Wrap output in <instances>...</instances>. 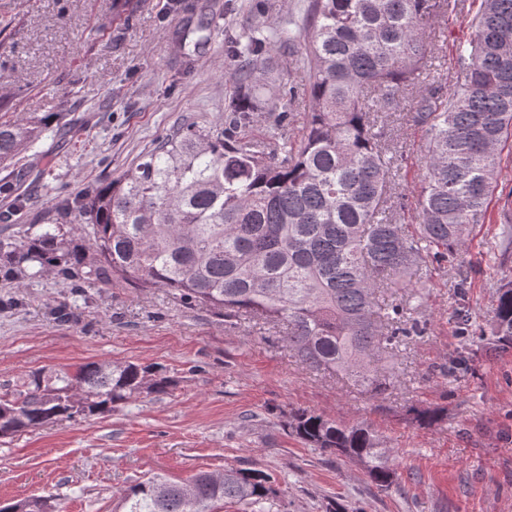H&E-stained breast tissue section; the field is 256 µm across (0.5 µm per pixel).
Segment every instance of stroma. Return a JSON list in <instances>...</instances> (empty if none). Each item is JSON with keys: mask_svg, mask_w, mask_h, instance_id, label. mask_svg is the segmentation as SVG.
<instances>
[{"mask_svg": "<svg viewBox=\"0 0 512 512\" xmlns=\"http://www.w3.org/2000/svg\"><path fill=\"white\" fill-rule=\"evenodd\" d=\"M309 0H0V113L58 121L8 166L29 196L13 223H33L60 191L119 177L164 137L224 122L237 86L229 39L300 32ZM480 0H448L435 85L452 92L460 50ZM276 81L300 93L288 106L293 133L311 100L303 56L279 55ZM399 159L395 220L418 221L425 138L409 112L388 114ZM485 223L459 262L431 265L420 287L422 335L406 339L377 397L296 362L282 325L183 304L168 288L72 289L52 273L17 283L0 266V385L34 370L134 362L172 381L112 413L78 416L0 440V501L50 496L60 512H124L126 490L153 474L184 482L200 472L257 468L269 477L264 512H512V349L489 351L488 328L512 258L493 255L502 209L512 208V149L504 148ZM472 283L453 285L459 265ZM68 321L52 312L57 303ZM469 311L458 327V304ZM468 369L449 376L460 355ZM362 422L395 471L377 488L364 467L296 438L294 411ZM436 420L423 425L415 412Z\"/></svg>", "mask_w": 512, "mask_h": 512, "instance_id": "35a3bbf8", "label": "stroma"}]
</instances>
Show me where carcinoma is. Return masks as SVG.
<instances>
[{"label":"carcinoma","mask_w":512,"mask_h":512,"mask_svg":"<svg viewBox=\"0 0 512 512\" xmlns=\"http://www.w3.org/2000/svg\"><path fill=\"white\" fill-rule=\"evenodd\" d=\"M446 0H313L301 42L309 55L312 108L296 139L287 136L290 86L263 98L258 55L277 46L254 38L229 74L237 93L224 103L228 127L192 125L159 141L120 177L58 200L8 241L0 257L17 278L48 270L73 287L116 283L170 288L190 307L275 319L303 367L338 373L378 395L379 373L404 338L422 332L415 290L429 265L461 255L470 227L485 223L505 143L512 141V0H480L475 32L459 57L453 93L408 100L432 63L423 26ZM408 107L426 134L420 222L395 223L389 154L379 118ZM274 124L248 134L249 113ZM47 129L39 120L0 117V165ZM82 225L94 247H75L64 226ZM512 348V280L498 287L489 332ZM170 381L150 367L88 363L75 373L28 374L0 388V438L101 415L145 387ZM292 432L310 447L363 464L382 490L394 483L386 452L364 424L310 411ZM258 469L198 473L175 483L156 474L131 487L126 512H211L232 500L260 512L268 495ZM0 512H55L51 498L0 502Z\"/></svg>","instance_id":"1"}]
</instances>
